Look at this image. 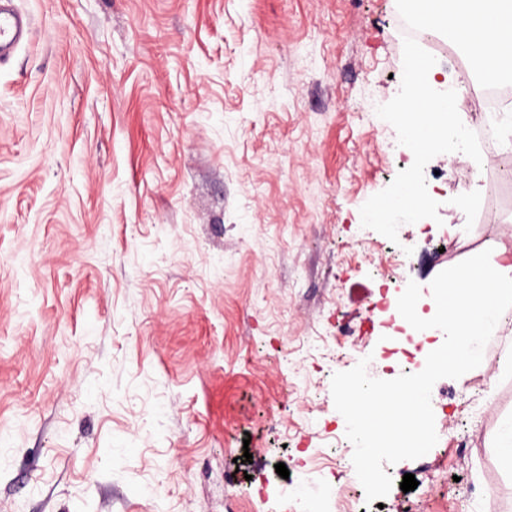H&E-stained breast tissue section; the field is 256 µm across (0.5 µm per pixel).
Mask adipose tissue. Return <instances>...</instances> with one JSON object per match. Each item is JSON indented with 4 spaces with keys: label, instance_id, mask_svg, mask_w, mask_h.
Returning a JSON list of instances; mask_svg holds the SVG:
<instances>
[{
    "label": "adipose tissue",
    "instance_id": "1",
    "mask_svg": "<svg viewBox=\"0 0 512 512\" xmlns=\"http://www.w3.org/2000/svg\"><path fill=\"white\" fill-rule=\"evenodd\" d=\"M502 4L503 0H411V10L417 18L431 23L438 34L465 24L460 43L469 73L496 75L504 64L512 63V25L492 20ZM439 73L435 64L412 72L413 97L403 113V122L410 132L422 125L433 127L437 140L447 143L462 136L463 129L452 122L449 113L438 109ZM437 284L448 290L464 312L461 321L441 327L443 348L462 353L458 370L480 365L481 351L471 348L470 343L486 336L502 317L504 300L512 292V250L498 248L489 264L475 266L473 277L458 270L450 277L438 278Z\"/></svg>",
    "mask_w": 512,
    "mask_h": 512
}]
</instances>
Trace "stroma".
<instances>
[{"instance_id":"stroma-1","label":"stroma","mask_w":512,"mask_h":512,"mask_svg":"<svg viewBox=\"0 0 512 512\" xmlns=\"http://www.w3.org/2000/svg\"><path fill=\"white\" fill-rule=\"evenodd\" d=\"M13 4L35 28L0 65V512H284L325 480L323 512H512V298L381 503L331 394L363 359L405 371L383 280L425 314L436 274L512 249L481 149L400 150L407 0ZM422 172V209L371 219Z\"/></svg>"}]
</instances>
